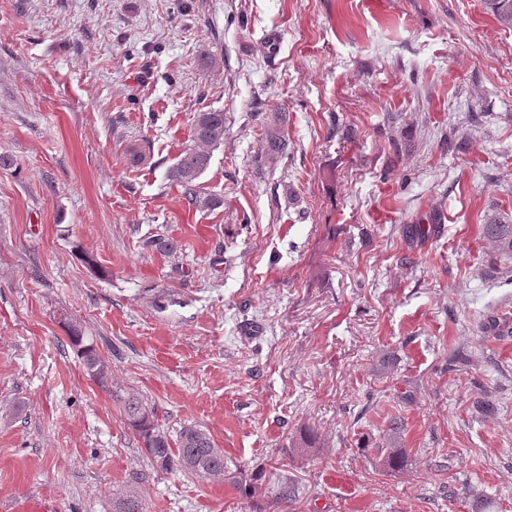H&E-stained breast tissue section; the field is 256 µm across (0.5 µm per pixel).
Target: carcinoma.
I'll return each instance as SVG.
<instances>
[{"label":"carcinoma","mask_w":512,"mask_h":512,"mask_svg":"<svg viewBox=\"0 0 512 512\" xmlns=\"http://www.w3.org/2000/svg\"><path fill=\"white\" fill-rule=\"evenodd\" d=\"M491 14L503 27L512 30V0H486ZM224 144V112L207 110L195 113L191 125L190 143L184 147L167 178L180 186L188 207L194 210H215L222 200L201 188L197 180L208 168L214 148ZM485 234L495 255L502 261H512V220L495 219L485 225ZM69 340L87 374L100 386L109 388L111 373L94 342L73 327ZM124 413L125 423L141 440L149 459L156 467L168 471L177 469L198 477L223 480L234 486L238 469L224 459V450L216 447L211 435L197 425H184L176 433L159 426L154 405L119 390L111 391ZM381 464L388 469L404 466L405 456L391 443L377 449ZM112 512H147L138 488L128 484L112 497Z\"/></svg>","instance_id":"carcinoma-1"}]
</instances>
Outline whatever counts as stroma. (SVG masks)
<instances>
[{
  "mask_svg": "<svg viewBox=\"0 0 512 512\" xmlns=\"http://www.w3.org/2000/svg\"><path fill=\"white\" fill-rule=\"evenodd\" d=\"M210 109L223 204L192 211L167 171ZM0 154V496L112 512L136 474L148 512H512L483 231L512 215V30L484 0H0ZM73 325L255 496L154 468Z\"/></svg>",
  "mask_w": 512,
  "mask_h": 512,
  "instance_id": "obj_1",
  "label": "stroma"
}]
</instances>
